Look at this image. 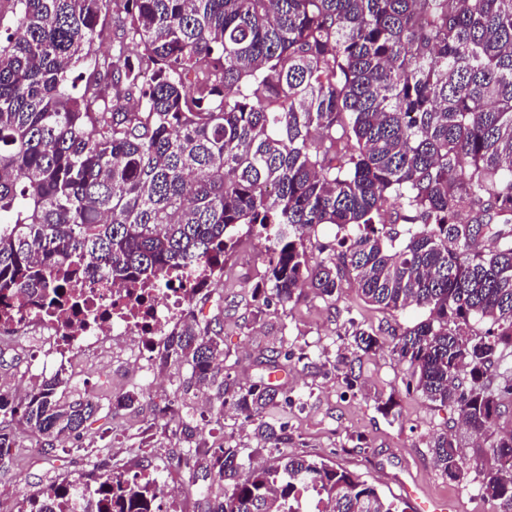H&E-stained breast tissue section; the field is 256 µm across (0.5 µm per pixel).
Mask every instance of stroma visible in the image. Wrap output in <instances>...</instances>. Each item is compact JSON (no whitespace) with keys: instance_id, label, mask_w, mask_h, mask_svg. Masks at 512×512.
I'll return each instance as SVG.
<instances>
[{"instance_id":"35a3bbf8","label":"stroma","mask_w":512,"mask_h":512,"mask_svg":"<svg viewBox=\"0 0 512 512\" xmlns=\"http://www.w3.org/2000/svg\"><path fill=\"white\" fill-rule=\"evenodd\" d=\"M266 257L263 239L255 234L241 237L224 257L218 288L198 300L201 321L220 325L224 338L226 359L219 381L250 384L265 376L272 386L301 396L303 409L291 407L277 414L295 436L292 452L339 465L386 497L405 500L409 485L433 499L452 502L458 512H496L495 502L478 495L473 484L449 481L434 467L429 443L435 434L453 431L467 447L469 439L456 413L407 390L406 365L381 349L363 359L351 386L335 368L339 336L349 319L365 323L384 341L393 329L425 319V312H394L367 304L348 285L336 300L308 292L294 303H271L262 318H255L251 291L263 282ZM288 346L301 355V362L288 371L269 373L268 360ZM188 376L187 365L180 361L153 367L147 376L131 372L119 360L88 363L79 378L69 380L65 393L96 401L101 407L97 420L80 439H67L54 452L41 448L29 432H20L10 465L0 469V512H20L24 499L91 473L102 461L130 474L161 475L182 512H207L209 501L223 497V480L191 479L189 469L176 462L183 453L177 445L178 417L196 405L194 394L183 391ZM132 390L140 394L136 407L112 411L113 395ZM388 396L397 402L393 419L376 408L377 398ZM168 405L176 407L177 418L156 433L152 446H141L143 431ZM194 421L204 427L208 443L228 439L252 454L255 462L271 463L269 451L260 448L252 425L242 416L212 409L196 412ZM476 461L475 450L468 447L465 468L474 469Z\"/></svg>"}]
</instances>
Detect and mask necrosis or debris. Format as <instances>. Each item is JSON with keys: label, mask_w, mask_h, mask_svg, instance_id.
Here are the masks:
<instances>
[{"label": "necrosis or debris", "mask_w": 512, "mask_h": 512, "mask_svg": "<svg viewBox=\"0 0 512 512\" xmlns=\"http://www.w3.org/2000/svg\"><path fill=\"white\" fill-rule=\"evenodd\" d=\"M222 276V266L209 261L169 270L145 286L87 274L72 290L75 306L51 312L38 308L33 297L14 296L0 304V349L28 354L62 374L107 355L143 368L159 338L197 316L195 298Z\"/></svg>", "instance_id": "1"}]
</instances>
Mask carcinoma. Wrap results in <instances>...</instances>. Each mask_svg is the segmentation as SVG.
<instances>
[{"label":"carcinoma","mask_w":512,"mask_h":512,"mask_svg":"<svg viewBox=\"0 0 512 512\" xmlns=\"http://www.w3.org/2000/svg\"><path fill=\"white\" fill-rule=\"evenodd\" d=\"M0 38V293L56 296L86 271L115 284L221 258L236 229L272 238L255 314L303 288L332 300L415 306L425 319L385 343L349 319L336 369L387 347L407 386L457 411L479 441L472 483L512 512V0H13ZM108 42L111 51L96 52ZM322 224L333 243L307 250ZM400 224L403 229L395 230ZM486 237L495 246L484 248ZM484 321L481 332L473 322ZM222 336L193 321L157 351L189 367L185 388L219 370ZM44 379L0 393V468L18 422L49 449L81 436L99 406ZM255 425L273 464L226 441L209 448L183 422L180 442L224 480L208 512H295L301 488L325 512H399L356 474L289 453L271 408L295 400L261 381L213 396ZM489 455H484L483 443ZM432 462L463 482L455 435ZM99 512H149L152 480L97 473Z\"/></svg>","instance_id":"obj_1"}]
</instances>
